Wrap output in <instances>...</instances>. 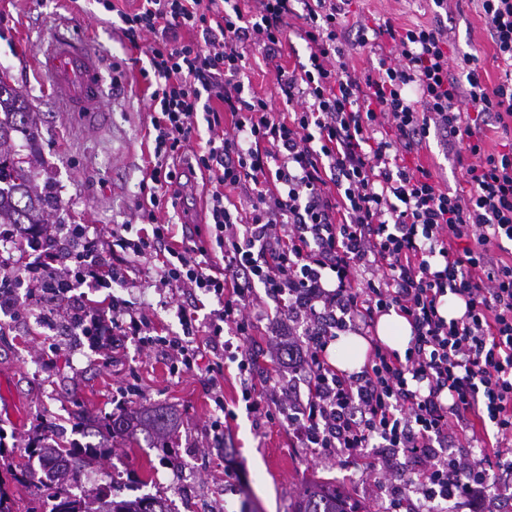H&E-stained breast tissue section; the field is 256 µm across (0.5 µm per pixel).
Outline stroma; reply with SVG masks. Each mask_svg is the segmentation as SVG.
Segmentation results:
<instances>
[{
  "label": "stroma",
  "mask_w": 512,
  "mask_h": 512,
  "mask_svg": "<svg viewBox=\"0 0 512 512\" xmlns=\"http://www.w3.org/2000/svg\"><path fill=\"white\" fill-rule=\"evenodd\" d=\"M349 10V21L371 28L388 19L405 27L440 15L434 0H351ZM442 17L450 60L466 52L477 55L485 85L495 87L501 69L477 0H450ZM58 32L85 38L106 63L112 93L95 127L74 124L60 111L48 81L32 63L39 42ZM133 55L114 27L95 16L92 0H0V74L33 108L39 129L33 183L40 189L52 185L58 196L59 235L73 224L98 233L115 224L142 226L138 206L148 192L153 137L146 87ZM461 149L432 136L422 150L406 155L405 163L462 190L467 183L457 161ZM175 167L183 195L161 217L190 244L207 236L212 185L195 177L183 161ZM160 267L157 259H143L128 280L84 286L80 292L93 301L118 300L127 310L147 314L159 335L178 336V308L202 319L218 302L161 288ZM13 308L11 317L0 312V475L27 462L41 424H54L70 441L77 437L72 411L101 418L123 404L131 411L161 408L172 415L178 463L170 465L146 442L118 436L111 440V459L88 467L84 488L94 487V474L116 467L124 477V498L174 501L169 482L177 476L190 487L201 512H240L246 499L254 512H294L305 491L320 484L335 488L351 512H379V487L363 476L362 458L345 464L312 453L298 447L286 426L249 411L236 362H224L219 379L224 406L219 409L210 398L205 370L170 374L161 349L145 350L131 341L103 353L91 338L69 333L61 311L51 309L31 287L21 288ZM218 421L223 424L219 434L213 430Z\"/></svg>",
  "instance_id": "35a3bbf8"
}]
</instances>
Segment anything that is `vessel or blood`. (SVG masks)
I'll return each mask as SVG.
<instances>
[{
	"mask_svg": "<svg viewBox=\"0 0 512 512\" xmlns=\"http://www.w3.org/2000/svg\"><path fill=\"white\" fill-rule=\"evenodd\" d=\"M61 110L75 123H94L105 110L107 71L101 55L83 39L53 34L33 58Z\"/></svg>",
	"mask_w": 512,
	"mask_h": 512,
	"instance_id": "1",
	"label": "vessel or blood"
}]
</instances>
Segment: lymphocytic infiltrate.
Instances as JSON below:
<instances>
[{
	"mask_svg": "<svg viewBox=\"0 0 512 512\" xmlns=\"http://www.w3.org/2000/svg\"><path fill=\"white\" fill-rule=\"evenodd\" d=\"M254 2L245 11L239 0H139L128 12L96 0L117 15L131 48L150 41L140 70L154 109L152 187L140 206L149 226L131 239L128 225H114L121 252L109 257L78 228L75 247L39 250L33 283L55 303L67 289L109 283L123 260L161 258L162 286L219 304L205 323L213 375L223 371V334L248 342L255 319L268 316L297 325L273 360L279 395L258 389L253 353L239 361L253 412L287 423L301 447L363 458L377 479L385 454L414 460L404 477L425 512L460 497L471 512H497L490 474L512 472V151L487 152L470 116L512 123V0H480L504 65L491 89L476 55L464 54L452 73L440 23L359 26L360 45L384 37L398 52L359 74L340 47L350 0ZM295 38L308 60L276 70L283 112L246 93L240 47L272 60ZM225 111L229 133L220 130ZM203 126L206 144L191 151ZM432 135L463 144L469 194L401 165ZM185 154L214 184L208 235L224 252L220 266L205 245L171 246L172 227L158 218ZM236 190L244 205L232 209L224 200ZM450 294L465 311L449 321L439 306ZM391 311L412 327L405 355L378 346L359 374L335 371L331 338L371 335ZM67 317L100 347L123 336L164 348L172 373L200 366L191 341L150 336L142 314L79 301Z\"/></svg>",
	"mask_w": 512,
	"mask_h": 512,
	"instance_id": "1",
	"label": "lymphocytic infiltrate"
}]
</instances>
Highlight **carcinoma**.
Segmentation results:
<instances>
[{
    "instance_id": "obj_1",
    "label": "carcinoma",
    "mask_w": 512,
    "mask_h": 512,
    "mask_svg": "<svg viewBox=\"0 0 512 512\" xmlns=\"http://www.w3.org/2000/svg\"><path fill=\"white\" fill-rule=\"evenodd\" d=\"M14 132L22 134L30 153H35L32 142L38 137V128L30 114V103L7 78L0 76V224H11L25 235L51 223L56 202L36 189L31 170L14 159ZM76 430L87 442H55L51 439L53 425L47 424L29 446L28 461L35 460L44 469L42 486L47 491L49 512H169L155 497L116 500L112 498L110 485L98 486L92 493L80 496L68 493L80 484L87 466L110 456L112 448L107 444V437L114 434L134 437L140 431L145 434L148 447L161 449L169 461H175L176 456L168 445L173 423L167 412L154 409L138 415L120 411L98 419L84 416ZM295 512L351 510L336 492L320 487L307 491Z\"/></svg>"
}]
</instances>
